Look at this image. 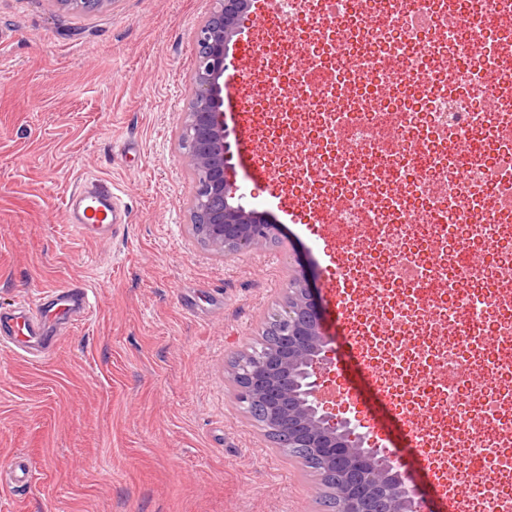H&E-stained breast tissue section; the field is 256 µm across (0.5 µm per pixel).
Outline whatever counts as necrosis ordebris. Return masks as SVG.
Wrapping results in <instances>:
<instances>
[{
    "mask_svg": "<svg viewBox=\"0 0 512 512\" xmlns=\"http://www.w3.org/2000/svg\"><path fill=\"white\" fill-rule=\"evenodd\" d=\"M259 40L269 69L254 115L275 168L356 241L341 268L355 294L356 346L379 388L419 412L425 452L444 474L492 460L479 505L512 512V0H273ZM492 22L485 41L475 26ZM301 138L284 141V126ZM478 208H470V199ZM488 263L467 268L464 251ZM441 293L406 298L402 268ZM496 341L470 355L450 325Z\"/></svg>",
    "mask_w": 512,
    "mask_h": 512,
    "instance_id": "4bbe7bcc",
    "label": "necrosis or debris"
}]
</instances>
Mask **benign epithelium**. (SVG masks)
<instances>
[{
    "label": "benign epithelium",
    "mask_w": 512,
    "mask_h": 512,
    "mask_svg": "<svg viewBox=\"0 0 512 512\" xmlns=\"http://www.w3.org/2000/svg\"><path fill=\"white\" fill-rule=\"evenodd\" d=\"M197 32V65L183 113L181 144L187 150L196 189L190 223L208 225L204 241L226 258L276 239L278 225L242 204L245 192L224 175L229 148L224 126V72L229 44L249 0H213ZM274 343L256 355L242 349L231 367L233 396L257 418L263 432L288 431V447L305 448L342 484L344 512H372L373 498H391L390 512H419L411 480L395 453L368 444L358 417L336 418L318 396L319 371L328 363L320 306L302 272H295L277 309L264 324Z\"/></svg>",
    "instance_id": "benign-epithelium-1"
}]
</instances>
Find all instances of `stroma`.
Returning a JSON list of instances; mask_svg holds the SVG:
<instances>
[{"instance_id":"35a3bbf8","label":"stroma","mask_w":512,"mask_h":512,"mask_svg":"<svg viewBox=\"0 0 512 512\" xmlns=\"http://www.w3.org/2000/svg\"><path fill=\"white\" fill-rule=\"evenodd\" d=\"M211 7L112 0L85 14L0 0V312L74 282L96 299L40 357L0 349V469L20 456L31 474L23 492L0 489V512H331L319 480L235 403L226 369L300 270L345 356L323 391L359 383L317 262L346 253L295 185L248 168L228 174L247 203L286 193L294 223L228 259L193 236L195 177L179 138ZM95 179L120 189L131 220L88 240L63 200ZM390 428L402 445L399 422ZM399 462L418 494L445 499L415 449L402 445Z\"/></svg>"}]
</instances>
